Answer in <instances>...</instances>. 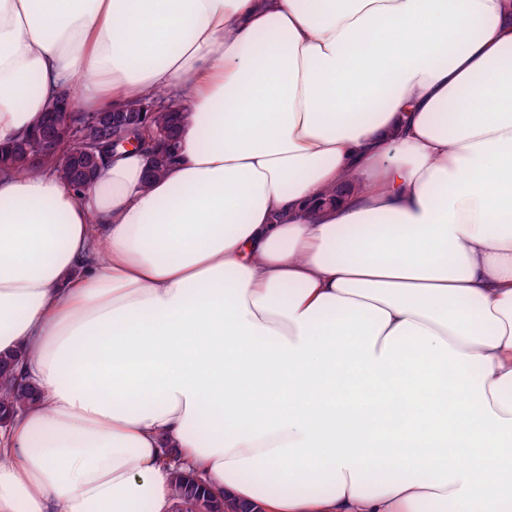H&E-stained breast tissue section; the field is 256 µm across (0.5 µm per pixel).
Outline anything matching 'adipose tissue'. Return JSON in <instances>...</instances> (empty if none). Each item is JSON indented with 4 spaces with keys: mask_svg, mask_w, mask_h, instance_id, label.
<instances>
[{
    "mask_svg": "<svg viewBox=\"0 0 512 512\" xmlns=\"http://www.w3.org/2000/svg\"><path fill=\"white\" fill-rule=\"evenodd\" d=\"M65 92L179 150L0 171V512H512V0H0V142ZM142 109L146 111L141 112L146 113L145 115L153 112L150 118L151 125L157 133L166 134V137L162 139H174L175 141L177 140L180 125V117L178 112L160 108V106L156 105V103H151L148 105L143 104ZM21 351L0 359V421L8 418L35 400L36 392L29 385L21 382L14 369L21 360ZM173 483L178 512H226L224 495L210 490L192 474L176 472Z\"/></svg>",
    "mask_w": 512,
    "mask_h": 512,
    "instance_id": "ef3b65f1",
    "label": "adipose tissue"
}]
</instances>
